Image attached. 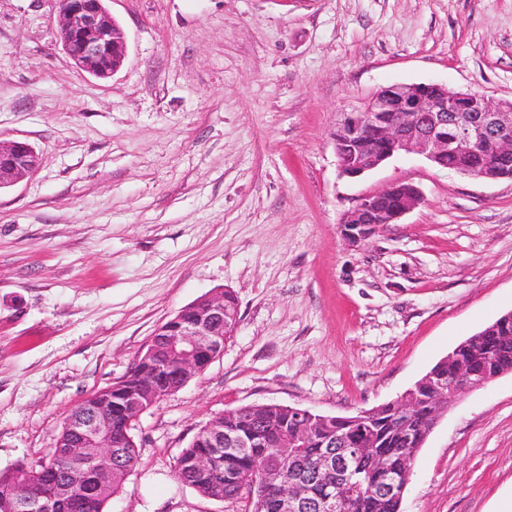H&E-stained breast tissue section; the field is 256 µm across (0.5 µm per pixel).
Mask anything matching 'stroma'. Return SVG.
<instances>
[{"instance_id":"1","label":"stroma","mask_w":512,"mask_h":512,"mask_svg":"<svg viewBox=\"0 0 512 512\" xmlns=\"http://www.w3.org/2000/svg\"><path fill=\"white\" fill-rule=\"evenodd\" d=\"M125 31L103 80L63 51L57 0H0V140L40 169L0 190V470L47 460L71 410L217 289L233 336L142 412L105 512H245L175 463L224 410L352 415L395 401L512 311V180L397 157L339 172L343 113L395 82L512 102V0H106ZM422 200L348 245L343 215L391 183ZM512 501V374L460 395L401 512Z\"/></svg>"}]
</instances>
